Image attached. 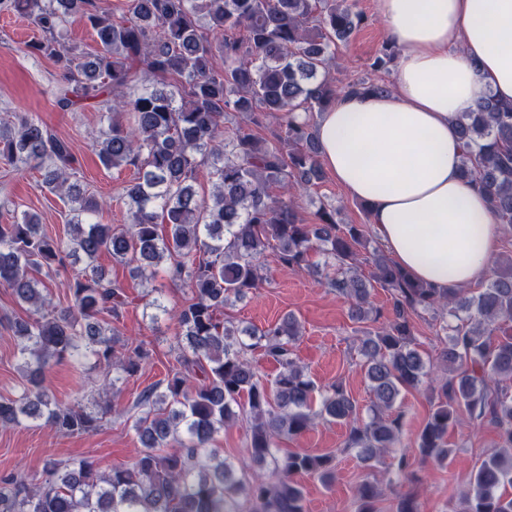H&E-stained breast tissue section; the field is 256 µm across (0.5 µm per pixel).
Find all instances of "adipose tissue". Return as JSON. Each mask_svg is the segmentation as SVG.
Listing matches in <instances>:
<instances>
[{
  "instance_id": "ef3b65f1",
  "label": "adipose tissue",
  "mask_w": 512,
  "mask_h": 512,
  "mask_svg": "<svg viewBox=\"0 0 512 512\" xmlns=\"http://www.w3.org/2000/svg\"><path fill=\"white\" fill-rule=\"evenodd\" d=\"M400 54L389 91L344 93L315 128L320 163L368 204L375 238L436 289L484 280L498 220L461 174L455 119L484 93L512 102V0H377Z\"/></svg>"
}]
</instances>
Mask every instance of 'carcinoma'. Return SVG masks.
Listing matches in <instances>:
<instances>
[{"label": "carcinoma", "instance_id": "carcinoma-1", "mask_svg": "<svg viewBox=\"0 0 512 512\" xmlns=\"http://www.w3.org/2000/svg\"><path fill=\"white\" fill-rule=\"evenodd\" d=\"M0 11L33 24L40 37L27 52L57 66L63 111L100 100L105 128L96 155L106 169L125 167L126 221L120 227L92 223L100 204L77 177L70 141L53 134L35 115L16 113L0 123V157L17 169L44 171L43 185L69 206L63 241L27 212L0 223V286L30 311L27 319L1 316L18 341L25 383L13 399L0 400V426L40 420L57 434L92 432L107 408L81 400L61 405L44 386L45 370L69 358L90 362L102 390L135 375L150 358L144 342L121 339L109 319L128 304L124 285L97 265L107 253L132 278L162 273L189 288L190 302L171 312L159 296L146 303L151 321L177 323L174 364L167 377L144 389L133 429L141 444L128 463L101 473L89 460L50 458L40 475L0 476V512H306L303 489L291 479L305 473L329 487L335 456L280 454L278 442L318 421L348 428L347 449L371 466L402 444V393L426 385L438 394L413 448L396 460V475L416 462L454 458L448 431L461 413L493 426L501 450L469 475L462 512H512V261L477 293L438 291L416 283L379 247H369L360 224H338L326 208L319 223L298 218L297 198L321 178L313 115L343 92H385L383 84L358 80L341 89L325 69L336 43L362 23L349 0H128L112 18L103 0H0ZM79 22L95 34L86 52L66 41ZM221 56L223 66L216 65ZM396 57L386 44L367 67L387 70ZM278 118L287 138L269 142L251 132L229 133L227 113L258 123L256 110ZM466 152L462 173L476 181L498 224L512 229V103L484 95L477 108L457 118ZM206 168L210 196L198 193ZM280 194L271 193L272 188ZM282 265L309 269L311 253L332 260L328 287L351 300V317L378 321L371 290L387 291L390 317L361 339L362 367L373 395L371 415L340 383L319 387L295 358L301 333L288 315L264 329L224 319V307L240 301L266 277L260 259L267 248ZM85 266L69 282L70 303L53 304L45 283L69 262ZM371 266L369 275L359 272ZM448 315L447 341L438 358L448 375L416 347L413 316ZM261 349L279 365L263 378L250 353ZM246 428L247 461L233 463L212 447L224 427ZM377 484L356 488V512H377Z\"/></svg>", "mask_w": 512, "mask_h": 512}]
</instances>
